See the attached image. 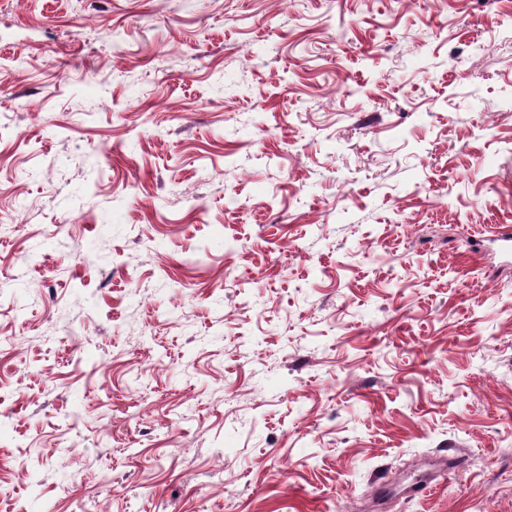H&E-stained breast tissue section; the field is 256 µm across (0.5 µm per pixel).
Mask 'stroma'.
Listing matches in <instances>:
<instances>
[{
    "label": "stroma",
    "mask_w": 512,
    "mask_h": 512,
    "mask_svg": "<svg viewBox=\"0 0 512 512\" xmlns=\"http://www.w3.org/2000/svg\"><path fill=\"white\" fill-rule=\"evenodd\" d=\"M512 0H0V512H512Z\"/></svg>",
    "instance_id": "stroma-1"
}]
</instances>
